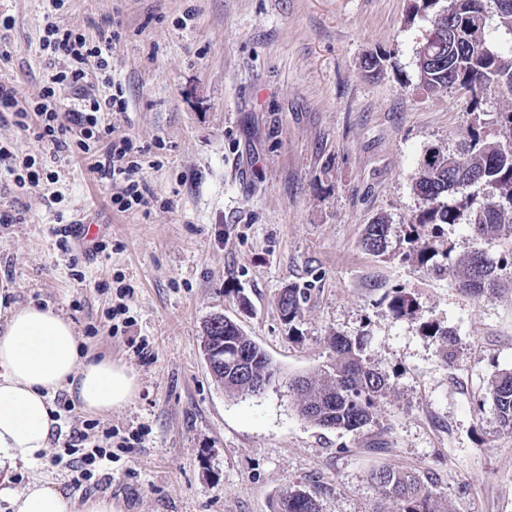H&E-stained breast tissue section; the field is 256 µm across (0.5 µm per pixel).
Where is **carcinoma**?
Segmentation results:
<instances>
[{
	"mask_svg": "<svg viewBox=\"0 0 512 512\" xmlns=\"http://www.w3.org/2000/svg\"><path fill=\"white\" fill-rule=\"evenodd\" d=\"M418 9L432 13V28L416 52L422 87L431 93L450 88H468L471 97L465 112L474 114L480 93L493 87L512 94V49L498 50L488 20L495 16L498 26L512 33V0H421ZM499 138L490 140L482 123L473 120L458 152L433 151L424 160L414 190L424 209L416 223L437 237L443 224L465 221L475 247L455 261L439 262L431 242H419L408 234L407 256L434 275L454 277L458 287L474 297L512 294V252L496 257L484 245L512 233V110L497 113ZM392 225L383 218L365 227L363 248L384 253ZM304 292L290 286L277 298V308L288 313L292 323L300 312ZM389 312L396 318L415 319L419 303L410 293L393 288L385 296ZM432 337L442 358L457 356L454 332L438 323L421 324ZM224 343V372L239 361L252 364L253 374L274 383L276 372L266 353L240 326L230 319L212 318L205 325L204 344ZM334 360L314 375L291 379L288 388L295 397L298 414L324 429L358 432L377 421L391 394L388 376L362 357L361 341L349 336L330 338ZM234 395L257 396L247 378L224 383ZM496 419L501 430L512 434V370L497 371L487 379ZM382 496L392 503V512H438L437 496L429 484L407 470L389 465L372 473ZM275 512H319L312 494L290 490L280 497Z\"/></svg>",
	"mask_w": 512,
	"mask_h": 512,
	"instance_id": "carcinoma-1",
	"label": "carcinoma"
}]
</instances>
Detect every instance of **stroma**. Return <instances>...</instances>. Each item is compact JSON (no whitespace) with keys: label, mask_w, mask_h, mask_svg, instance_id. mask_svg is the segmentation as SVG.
Returning <instances> with one entry per match:
<instances>
[{"label":"stroma","mask_w":512,"mask_h":512,"mask_svg":"<svg viewBox=\"0 0 512 512\" xmlns=\"http://www.w3.org/2000/svg\"><path fill=\"white\" fill-rule=\"evenodd\" d=\"M415 0H66L57 20L88 39L122 20L112 77L128 101L105 121L144 147L149 214L112 208L115 185L94 159L49 160L56 182L0 178V322L53 306L86 346L125 362L140 390L105 415L75 408L63 432L87 430L112 458L87 471L53 464L0 473L77 500L105 495L113 512H273L286 491L320 512H390L370 479L387 463L432 482L439 512H512V435L486 392L512 370V296L475 298L454 277L407 260L403 239L423 203L413 186L432 150L455 151L471 119L486 131L512 95L422 89L416 51L431 27ZM47 0H0V81L37 100L54 67L42 40ZM380 72L365 71L369 55ZM386 217V253L366 251V224ZM84 217L106 248L95 260L61 249L59 228ZM296 285L294 324L276 305ZM393 288L417 298L419 321L393 317ZM221 314L271 358L275 383L226 394L210 375L203 327ZM456 334L444 362L420 321ZM362 338L393 386L376 423L323 429L296 411L288 382L329 363L330 338Z\"/></svg>","instance_id":"stroma-1"}]
</instances>
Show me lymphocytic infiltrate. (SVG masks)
<instances>
[{
    "label": "lymphocytic infiltrate",
    "mask_w": 512,
    "mask_h": 512,
    "mask_svg": "<svg viewBox=\"0 0 512 512\" xmlns=\"http://www.w3.org/2000/svg\"><path fill=\"white\" fill-rule=\"evenodd\" d=\"M119 32L99 40L48 21L43 43L59 57V66L34 104L25 107L16 85L0 82V122H12L21 130L31 132L51 157L59 155L94 154L92 173L99 179L122 182L123 189L112 196L117 211H150L155 198L149 192L137 159L138 147L130 138L114 139L104 123L103 115L112 110H125L122 95L111 93L112 76L108 74L112 45ZM95 64L103 77L99 84L88 83V64ZM65 84L74 89L76 104L61 110L56 105V87Z\"/></svg>",
    "instance_id": "obj_1"
}]
</instances>
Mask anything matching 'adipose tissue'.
Listing matches in <instances>:
<instances>
[{
  "label": "adipose tissue",
  "instance_id": "ef3b65f1",
  "mask_svg": "<svg viewBox=\"0 0 512 512\" xmlns=\"http://www.w3.org/2000/svg\"><path fill=\"white\" fill-rule=\"evenodd\" d=\"M66 388L82 408L109 414L129 405L139 382L124 363L91 358L70 320L53 307L27 305L0 325V470L37 463L57 421L50 396ZM12 512H112L108 496L77 501L39 480L8 493Z\"/></svg>",
  "mask_w": 512,
  "mask_h": 512
}]
</instances>
